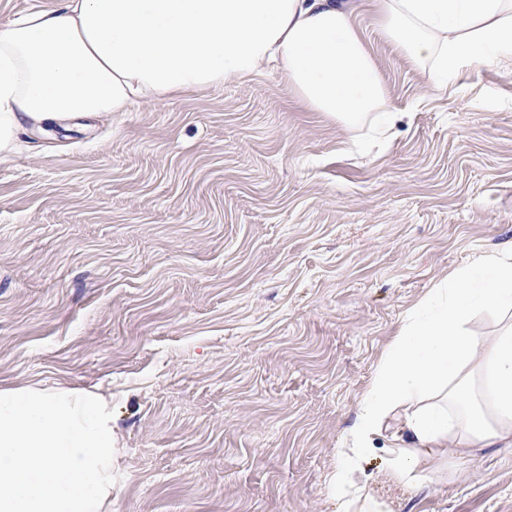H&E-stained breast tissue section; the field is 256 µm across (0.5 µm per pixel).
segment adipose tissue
Here are the masks:
<instances>
[{
  "instance_id": "obj_1",
  "label": "adipose tissue",
  "mask_w": 512,
  "mask_h": 512,
  "mask_svg": "<svg viewBox=\"0 0 512 512\" xmlns=\"http://www.w3.org/2000/svg\"><path fill=\"white\" fill-rule=\"evenodd\" d=\"M379 30L441 88L461 68L512 62V0H375ZM276 64L310 110L386 135L398 118L344 0H60L0 27V160L39 127L136 101L164 102ZM501 330L469 334L474 312ZM396 422L392 475L411 483L431 449L462 464L512 446V246L430 290L404 317L333 477L342 512H382L355 462Z\"/></svg>"
}]
</instances>
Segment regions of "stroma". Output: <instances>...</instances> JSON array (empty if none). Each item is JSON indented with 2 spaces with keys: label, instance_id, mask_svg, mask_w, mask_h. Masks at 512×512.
I'll return each mask as SVG.
<instances>
[{
  "label": "stroma",
  "instance_id": "35a3bbf8",
  "mask_svg": "<svg viewBox=\"0 0 512 512\" xmlns=\"http://www.w3.org/2000/svg\"><path fill=\"white\" fill-rule=\"evenodd\" d=\"M355 23L402 118L366 137L274 68L24 131L0 162V387L112 395V512H339L342 436L401 319L512 243V66L427 81ZM358 476L384 512H512V447Z\"/></svg>",
  "mask_w": 512,
  "mask_h": 512
}]
</instances>
